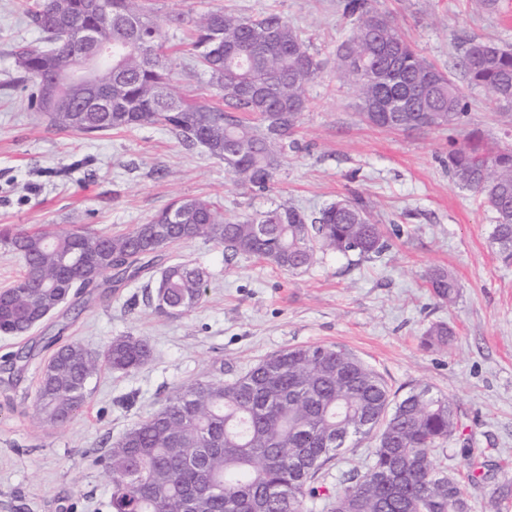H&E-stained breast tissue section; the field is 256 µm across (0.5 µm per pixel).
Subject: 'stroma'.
<instances>
[{
    "label": "stroma",
    "mask_w": 512,
    "mask_h": 512,
    "mask_svg": "<svg viewBox=\"0 0 512 512\" xmlns=\"http://www.w3.org/2000/svg\"><path fill=\"white\" fill-rule=\"evenodd\" d=\"M158 16L221 6L238 15L275 12L301 33L322 62L295 134L299 151L284 159L271 192L255 194L222 161L157 126L84 135L50 128L27 111L13 83L15 44L39 34L19 0H0V225L54 224L115 233L146 223L180 198L209 197L234 219L288 200L307 212L360 197L390 244L377 260L317 254L289 273L255 258L226 259L197 239L172 260L206 268L209 286L188 315L169 318L146 302L155 273L120 288L99 287L69 300L22 336L0 334V363L20 350L27 363L0 366V512H108L109 477L92 459L154 412L172 390L194 380H231L288 347L324 344L375 369L391 392L419 384L453 399L460 429L436 460L457 478L470 512H512V264L491 241L492 212L448 173V148L472 130L512 144L487 92L457 66L469 41L512 47V0L488 11L479 0H373L426 60L448 74L468 103L461 126L393 131L361 121L355 95L336 75V53L354 29L342 0H154ZM179 30H168L174 81L187 95L218 102L195 69ZM447 269L461 285L453 304L435 299L429 269ZM448 323L447 347L423 344L425 330ZM142 336L153 348L140 368H102L87 407L61 428L35 417L47 343L101 348L115 336ZM480 477L471 480V469Z\"/></svg>",
    "instance_id": "35a3bbf8"
}]
</instances>
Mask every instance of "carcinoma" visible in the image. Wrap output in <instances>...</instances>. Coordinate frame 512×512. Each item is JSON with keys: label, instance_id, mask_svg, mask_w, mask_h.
<instances>
[{"label": "carcinoma", "instance_id": "carcinoma-1", "mask_svg": "<svg viewBox=\"0 0 512 512\" xmlns=\"http://www.w3.org/2000/svg\"><path fill=\"white\" fill-rule=\"evenodd\" d=\"M41 45L15 48L27 109L51 128L93 134L160 125L188 145L224 162L241 186L271 190L293 134L308 109L307 87L321 70L295 28L268 12L252 19L210 8L181 12L161 24L153 0H23ZM343 14L355 34L338 50L339 80L350 85L363 120L407 131L462 122L465 97L430 64L371 0H346ZM76 25L92 26L112 49L93 87L62 85L73 111L48 103L44 81L80 61L82 48L64 40ZM190 32L191 57L221 97L202 104L179 94L165 52L163 27ZM457 66L474 87L486 89L496 109L512 121V51L470 42ZM112 91V111H78L95 90ZM455 183L494 212L492 241L512 263V147H492L478 131L448 150ZM179 212L182 225L170 223ZM205 239L230 256L255 257L280 270L311 266L316 251L361 259L389 248L361 198L339 200L316 214L287 202L226 219L205 197L178 199L150 221L128 231L33 229L5 224L0 248L22 261L15 283L0 291V332L22 334L70 298L105 279L116 288L158 267L149 294L155 311L187 315L200 303L208 272L165 263L175 245ZM432 295L453 302L461 285L443 268L426 276ZM445 322L425 332L428 347L448 345ZM152 354L143 336H114L100 351L79 342L54 349L36 391L38 419L62 427L78 416L88 383L100 366L128 372ZM459 430L454 401L419 385L395 400L384 379L344 349L303 345L281 350L230 381L195 380L175 388L161 406L136 422L97 463L112 483V512H306L309 500L327 512H469L460 486H448L436 453ZM378 432L364 472H352L332 495L316 483L340 448H355Z\"/></svg>", "mask_w": 512, "mask_h": 512}]
</instances>
